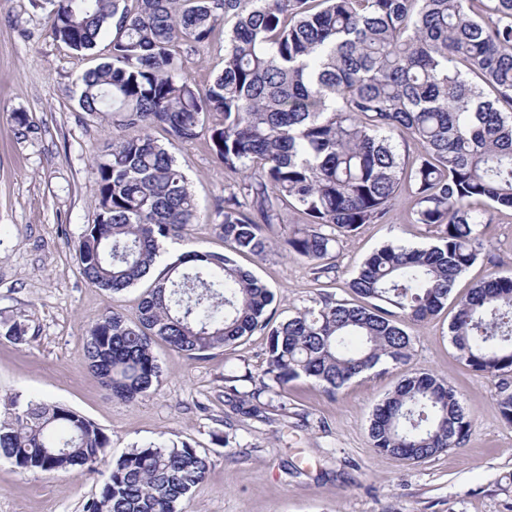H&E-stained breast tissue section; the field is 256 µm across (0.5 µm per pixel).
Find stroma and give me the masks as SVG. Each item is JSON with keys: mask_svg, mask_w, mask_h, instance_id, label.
<instances>
[{"mask_svg": "<svg viewBox=\"0 0 512 512\" xmlns=\"http://www.w3.org/2000/svg\"><path fill=\"white\" fill-rule=\"evenodd\" d=\"M50 9L48 0H0V321H22L27 330L21 344L0 338V407L16 395L64 405L109 436L113 458L151 442L190 444L210 467L179 512H512V426L500 414L499 380L458 359L450 305L410 327L407 369L446 378L462 396L471 430L463 447L419 463L375 452L368 433L375 406L407 369H373L333 396L301 378L285 396H264L256 416L225 398L224 377L242 376L243 391L263 379L267 338L260 333L193 359L155 342L161 379L132 402L114 398L88 372L91 323L113 310L135 319L153 280L114 294L88 284L78 264L75 246L96 216L93 160L112 143L111 117L91 119L79 108V79L108 50L103 40L83 53L53 40ZM183 61L206 87L224 66L223 29ZM171 152L201 215L214 213L235 175L225 174L206 139ZM433 240L413 223L405 193L385 221L339 242L329 276L316 277L305 259L278 247L264 259L237 261L273 292L268 313L281 322L325 295L352 299L348 281L383 244ZM168 244L179 255L226 250L206 221ZM491 273L512 276L511 210L494 213L485 247L454 295ZM105 477L24 471L0 459V512H83Z\"/></svg>", "mask_w": 512, "mask_h": 512, "instance_id": "obj_1", "label": "stroma"}]
</instances>
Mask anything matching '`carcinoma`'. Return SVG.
<instances>
[{
    "instance_id": "1",
    "label": "carcinoma",
    "mask_w": 512,
    "mask_h": 512,
    "mask_svg": "<svg viewBox=\"0 0 512 512\" xmlns=\"http://www.w3.org/2000/svg\"><path fill=\"white\" fill-rule=\"evenodd\" d=\"M53 38L81 53L112 35L109 60L80 79L86 115L122 133L95 162L98 214L76 245L87 282L112 293L143 279L160 242L201 221L169 143L202 136L224 171L242 176L212 219L235 253L261 259L284 211L298 216L282 248L327 277V259L364 224L385 219L407 190L428 247L388 242L351 277L362 303L325 297L278 325L272 292L226 254L188 251L167 265L136 320L110 312L87 336L89 370L132 401L159 382L152 344L195 358L256 332L268 336L272 384L302 376L334 395L377 367L411 361L403 328L435 315L478 259L490 211L512 210V0H50ZM224 68L200 91L182 53L221 23ZM422 152L411 158L401 145ZM475 372L512 374V277L494 274L460 297L450 324ZM25 325L0 337L25 341ZM498 405L512 425V387ZM470 421L457 392L406 372L370 419L373 448L418 462L464 445ZM110 438L60 404L15 396L0 415V458L22 470L72 474L108 464L84 512H178L203 482L207 456L150 443L106 462Z\"/></svg>"
}]
</instances>
